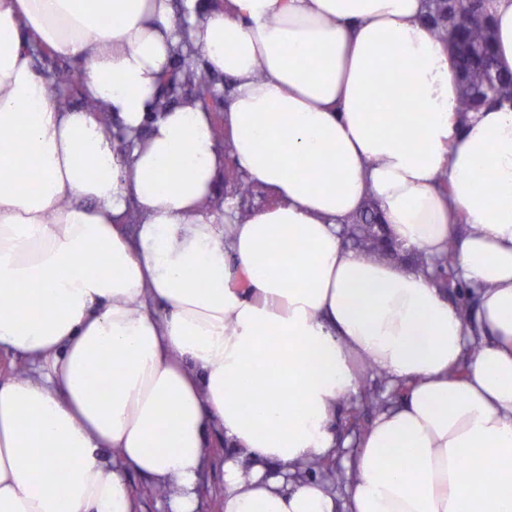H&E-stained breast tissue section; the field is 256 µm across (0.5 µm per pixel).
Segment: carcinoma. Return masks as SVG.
Here are the masks:
<instances>
[{
    "label": "carcinoma",
    "mask_w": 512,
    "mask_h": 512,
    "mask_svg": "<svg viewBox=\"0 0 512 512\" xmlns=\"http://www.w3.org/2000/svg\"><path fill=\"white\" fill-rule=\"evenodd\" d=\"M432 8L426 22L434 36L452 45L455 65L464 81V93L459 102L462 112H477L485 106L512 96V73L501 70L491 49L492 21L485 9V0H431ZM179 64L172 70L170 86L188 91V98L199 100L213 82L210 74L193 65L191 54L177 53ZM58 87H72L79 82L67 67H58L50 74ZM233 194L243 199L262 193L256 184L236 174L232 178ZM353 248L368 255L388 256L384 225L377 206H367L348 225ZM409 265L425 270L433 268V280L446 291L455 285L453 272L457 268L453 244L437 258L420 252L409 253Z\"/></svg>",
    "instance_id": "cac0c4a2"
}]
</instances>
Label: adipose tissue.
<instances>
[{
	"mask_svg": "<svg viewBox=\"0 0 512 512\" xmlns=\"http://www.w3.org/2000/svg\"><path fill=\"white\" fill-rule=\"evenodd\" d=\"M491 10L512 71V0ZM425 13L0 0V350L29 364L0 379V512H134L132 472L195 512L216 433L224 512H512V99L462 114ZM185 38L232 80L229 152L198 103L156 108ZM35 39L78 64L99 114L52 102ZM228 157L270 195L242 221L202 206ZM370 199L402 250L455 241L474 316L345 244ZM376 368L408 391L340 503L295 472L334 454Z\"/></svg>",
	"mask_w": 512,
	"mask_h": 512,
	"instance_id": "obj_1",
	"label": "adipose tissue"
}]
</instances>
